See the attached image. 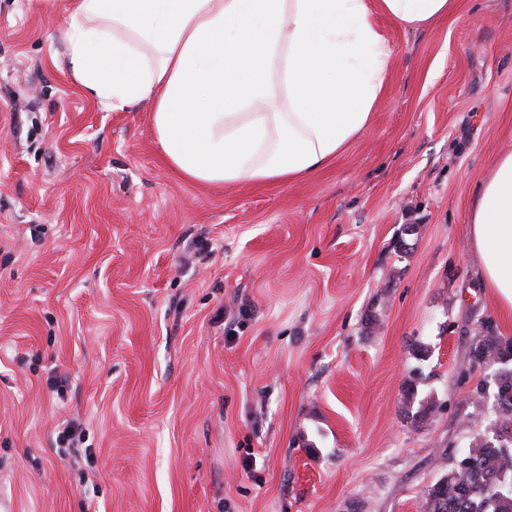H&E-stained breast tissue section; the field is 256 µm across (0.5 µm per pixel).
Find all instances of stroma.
I'll list each match as a JSON object with an SVG mask.
<instances>
[{
	"instance_id": "stroma-1",
	"label": "stroma",
	"mask_w": 512,
	"mask_h": 512,
	"mask_svg": "<svg viewBox=\"0 0 512 512\" xmlns=\"http://www.w3.org/2000/svg\"><path fill=\"white\" fill-rule=\"evenodd\" d=\"M392 51L369 128L310 177L172 169L150 101L67 56L72 0H0V512H422L512 338L468 242L512 150V0ZM77 420L93 460L64 457Z\"/></svg>"
}]
</instances>
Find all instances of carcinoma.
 Segmentation results:
<instances>
[{
  "instance_id": "carcinoma-1",
  "label": "carcinoma",
  "mask_w": 512,
  "mask_h": 512,
  "mask_svg": "<svg viewBox=\"0 0 512 512\" xmlns=\"http://www.w3.org/2000/svg\"><path fill=\"white\" fill-rule=\"evenodd\" d=\"M475 361L499 366L495 392L501 403L489 409L484 431L451 457L448 470L421 494L422 512H512V448L486 437L501 429L512 441V339L489 333L478 337Z\"/></svg>"
}]
</instances>
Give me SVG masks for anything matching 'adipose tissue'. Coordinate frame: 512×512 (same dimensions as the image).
<instances>
[{
  "label": "adipose tissue",
  "mask_w": 512,
  "mask_h": 512,
  "mask_svg": "<svg viewBox=\"0 0 512 512\" xmlns=\"http://www.w3.org/2000/svg\"><path fill=\"white\" fill-rule=\"evenodd\" d=\"M455 0H74L67 51L112 111L154 106L157 141L208 184L305 178L372 121L391 50L382 11L409 29ZM468 239L497 310L512 316V151L474 196Z\"/></svg>",
  "instance_id": "adipose-tissue-1"
}]
</instances>
